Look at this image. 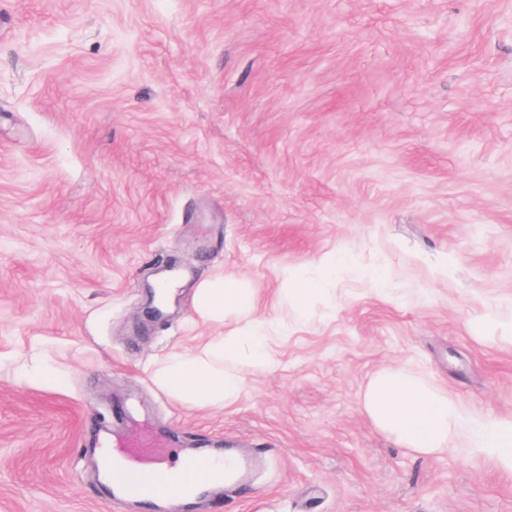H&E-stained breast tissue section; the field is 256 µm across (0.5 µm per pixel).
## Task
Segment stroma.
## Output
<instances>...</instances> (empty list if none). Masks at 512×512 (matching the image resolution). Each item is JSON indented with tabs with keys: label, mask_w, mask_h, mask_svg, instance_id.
<instances>
[{
	"label": "stroma",
	"mask_w": 512,
	"mask_h": 512,
	"mask_svg": "<svg viewBox=\"0 0 512 512\" xmlns=\"http://www.w3.org/2000/svg\"><path fill=\"white\" fill-rule=\"evenodd\" d=\"M213 276L255 288L272 357L221 409L153 381L222 331ZM390 368L512 417V0H0V512H134L104 437L261 454L185 512H512L482 449L373 424ZM288 299L297 309L305 310L311 301L321 293L319 281H311L299 271H288Z\"/></svg>",
	"instance_id": "35a3bbf8"
}]
</instances>
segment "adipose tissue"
Returning <instances> with one entry per match:
<instances>
[{"instance_id":"1","label":"adipose tissue","mask_w":512,"mask_h":512,"mask_svg":"<svg viewBox=\"0 0 512 512\" xmlns=\"http://www.w3.org/2000/svg\"><path fill=\"white\" fill-rule=\"evenodd\" d=\"M195 306L201 317L221 322L254 309L256 294L238 278L211 280L198 288ZM270 363L264 333L247 324L209 337L194 352L170 355L153 378L181 402L222 408L240 394L243 369L259 372ZM363 406L376 427L417 454H439L463 440L470 447L490 449L502 468L512 470V419L465 418L447 394L411 374L378 373L365 390Z\"/></svg>"}]
</instances>
